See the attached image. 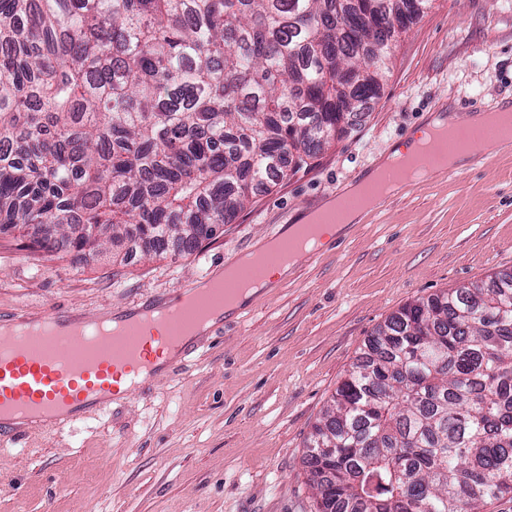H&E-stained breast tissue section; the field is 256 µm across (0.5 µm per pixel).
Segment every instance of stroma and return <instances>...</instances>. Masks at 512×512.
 Here are the masks:
<instances>
[{"mask_svg": "<svg viewBox=\"0 0 512 512\" xmlns=\"http://www.w3.org/2000/svg\"><path fill=\"white\" fill-rule=\"evenodd\" d=\"M505 105L512 0H430L347 135L258 188L193 252L37 261L20 232L0 235V317L91 318L171 298L361 181L434 115ZM510 269L512 148L404 189L362 215L343 251L299 258L279 287L201 337L187 376L0 446V512H315L306 442L373 328L406 303Z\"/></svg>", "mask_w": 512, "mask_h": 512, "instance_id": "stroma-1", "label": "stroma"}]
</instances>
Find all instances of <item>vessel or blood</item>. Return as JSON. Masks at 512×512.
I'll return each instance as SVG.
<instances>
[{
	"mask_svg": "<svg viewBox=\"0 0 512 512\" xmlns=\"http://www.w3.org/2000/svg\"><path fill=\"white\" fill-rule=\"evenodd\" d=\"M198 292L179 289L157 304V317L128 311L63 320L12 317L0 333V442L17 428H64L149 385L154 373L177 372L195 353L184 338Z\"/></svg>",
	"mask_w": 512,
	"mask_h": 512,
	"instance_id": "vessel-or-blood-1",
	"label": "vessel or blood"
}]
</instances>
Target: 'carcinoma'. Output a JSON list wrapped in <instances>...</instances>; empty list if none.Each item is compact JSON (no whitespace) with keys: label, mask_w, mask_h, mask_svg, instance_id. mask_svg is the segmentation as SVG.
<instances>
[{"label":"carcinoma","mask_w":512,"mask_h":512,"mask_svg":"<svg viewBox=\"0 0 512 512\" xmlns=\"http://www.w3.org/2000/svg\"><path fill=\"white\" fill-rule=\"evenodd\" d=\"M416 0H0V234L190 253L346 133ZM318 512L512 494V272L402 306L314 426Z\"/></svg>","instance_id":"1"}]
</instances>
